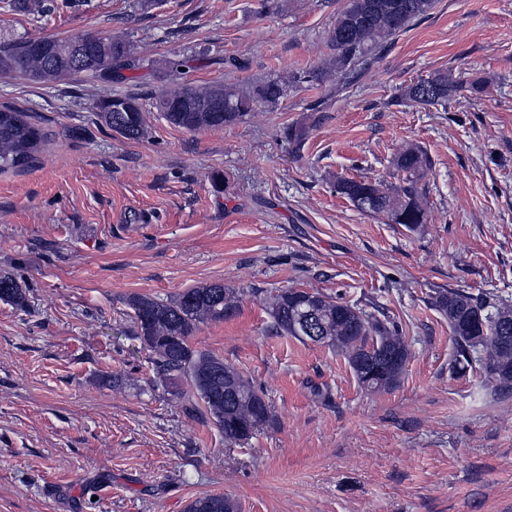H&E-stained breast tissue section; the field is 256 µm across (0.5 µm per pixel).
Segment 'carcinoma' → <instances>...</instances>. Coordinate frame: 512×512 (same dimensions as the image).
I'll return each instance as SVG.
<instances>
[{
  "instance_id": "1",
  "label": "carcinoma",
  "mask_w": 512,
  "mask_h": 512,
  "mask_svg": "<svg viewBox=\"0 0 512 512\" xmlns=\"http://www.w3.org/2000/svg\"><path fill=\"white\" fill-rule=\"evenodd\" d=\"M435 0H347L330 31L336 72L351 80L374 58L387 36L406 29L425 16ZM115 80L132 79L144 60L134 44L105 36ZM101 46L82 33L67 37H23L0 43V73L37 82H53L72 75H95ZM183 62L170 59L162 70L164 85L153 106L172 126L187 131L220 129L241 121L258 103L273 105L282 95L276 82L243 91L233 84L196 85L181 77ZM448 73L437 71L404 88L405 99L424 106L443 105L457 89ZM97 123L128 141L145 133V112L133 95L102 97L93 103ZM44 136L30 113L0 107V172L27 167L41 151ZM401 182L383 188L369 180L341 179L336 192L361 212L384 217L419 231L427 223L420 181L430 161L420 150L408 149L395 159ZM303 290L287 289L263 298L269 329L302 342L296 312ZM315 323L320 344L342 355L358 385L376 393L396 387L410 349L397 325L338 297L314 293ZM0 300L17 306L26 294L17 279L0 272ZM130 334L150 353L155 382L175 390L188 410L213 421L224 440L244 442L272 420V411L254 383L224 359L198 351L190 338L201 324L236 316V290L221 283L185 288L165 301L134 295ZM433 305L448 319L454 343L450 362L458 378L479 371L485 385L498 392L512 388V303L489 302L465 289L435 296ZM186 512H238V504L222 494L193 499Z\"/></svg>"
}]
</instances>
